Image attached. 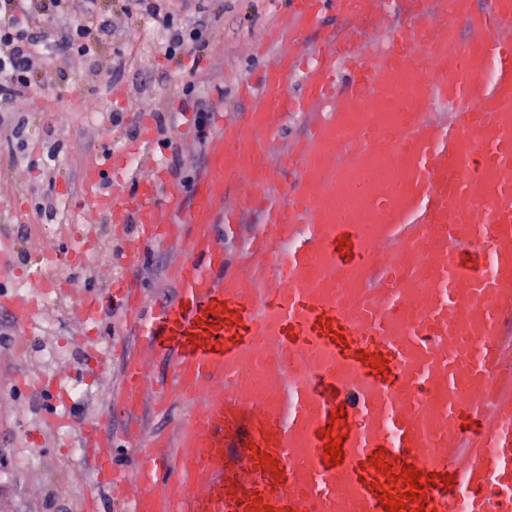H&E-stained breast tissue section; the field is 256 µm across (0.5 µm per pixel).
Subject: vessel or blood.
Returning <instances> with one entry per match:
<instances>
[{
    "instance_id": "1",
    "label": "vessel or blood",
    "mask_w": 512,
    "mask_h": 512,
    "mask_svg": "<svg viewBox=\"0 0 512 512\" xmlns=\"http://www.w3.org/2000/svg\"><path fill=\"white\" fill-rule=\"evenodd\" d=\"M328 14L354 36L306 49ZM387 17L384 0H288L267 33L274 61L239 83L247 106L215 123L189 197L165 170L131 174L129 158L157 148L147 113L123 152L86 167L84 193L114 230L139 227L126 263L149 240L182 254L170 301L147 303L129 275L104 298L47 278L83 322L124 310L137 350L94 342L87 364L120 357L110 396L126 426L174 421L128 469L110 423L83 424L94 490L81 512L105 499L124 512H386V494L403 512H457L461 490L467 512H512V0H407L396 29ZM360 33L374 49L338 81ZM305 114L281 144L286 118ZM247 211L260 221L243 235ZM474 247L487 272L465 261ZM0 309L24 329L40 304L14 292ZM406 467L420 502L404 498Z\"/></svg>"
}]
</instances>
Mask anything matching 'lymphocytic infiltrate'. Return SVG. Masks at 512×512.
<instances>
[{"instance_id": "obj_1", "label": "lymphocytic infiltrate", "mask_w": 512, "mask_h": 512, "mask_svg": "<svg viewBox=\"0 0 512 512\" xmlns=\"http://www.w3.org/2000/svg\"><path fill=\"white\" fill-rule=\"evenodd\" d=\"M162 33L164 53L178 57L205 47L201 16L184 12V0H135ZM108 24L97 0H0V99L32 94L42 43L56 38L63 48L94 55Z\"/></svg>"}]
</instances>
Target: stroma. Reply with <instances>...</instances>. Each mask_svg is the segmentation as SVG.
Instances as JSON below:
<instances>
[{
    "mask_svg": "<svg viewBox=\"0 0 512 512\" xmlns=\"http://www.w3.org/2000/svg\"><path fill=\"white\" fill-rule=\"evenodd\" d=\"M203 7L210 34L204 49L167 58L153 20L143 15L135 20L137 47L102 39L94 61L81 66L58 53L41 76L36 96L0 106L25 126L21 138H0V238L14 245L12 265L0 267V277H22L57 225L86 223L82 168L137 137V122L112 123L113 114L127 112L131 99H148L156 114L175 113L176 128L157 131V140L171 138L181 145L180 179L191 183L203 173L214 116L239 108L237 83L254 77L261 65L250 49L264 48L266 57H273V49L264 46L266 33L286 11L287 0H205ZM134 49L149 56V65L113 70V59L129 56ZM90 97L98 101L97 111H84ZM63 111L72 120L64 130L57 125ZM89 226L98 249L85 265L61 269L64 279L102 293L110 276L129 274L144 286L148 301L174 297L167 266L178 252L176 242L150 243L144 256L128 265L111 224L99 216ZM81 330L69 301L59 298L34 325L25 354L0 348V398L5 401L0 407V454L8 457L7 465H0V512H76L79 500L92 491L89 482L72 477V468L82 465L83 456L60 448L63 428L46 415L41 389H29L20 398L13 395L18 375L57 371L50 355L61 342L70 344L67 367L80 368L82 350L70 340ZM120 377L121 363L116 360L96 385L83 387L69 405L65 429L73 433L83 423L108 415L113 433H120L122 417L108 413L110 388Z\"/></svg>",
    "mask_w": 512,
    "mask_h": 512,
    "instance_id": "obj_1",
    "label": "stroma"
}]
</instances>
